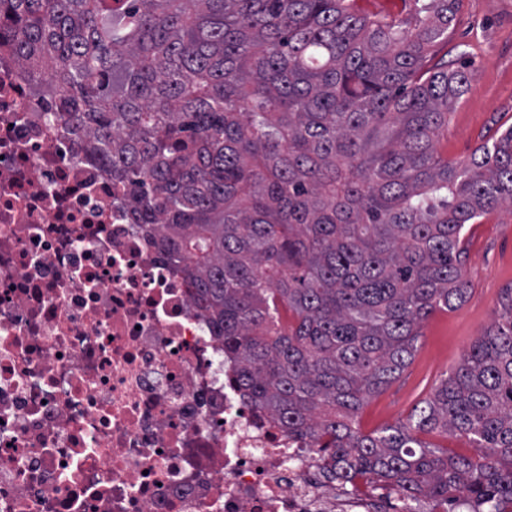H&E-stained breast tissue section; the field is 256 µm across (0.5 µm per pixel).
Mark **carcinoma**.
I'll return each mask as SVG.
<instances>
[{
  "instance_id": "cac0c4a2",
  "label": "carcinoma",
  "mask_w": 512,
  "mask_h": 512,
  "mask_svg": "<svg viewBox=\"0 0 512 512\" xmlns=\"http://www.w3.org/2000/svg\"><path fill=\"white\" fill-rule=\"evenodd\" d=\"M414 5L401 21L355 0H0V43L180 260L255 408L337 479L485 512L512 498V295L407 423L357 426L423 323L466 298V225L512 205V127L466 161L437 153L472 75L433 62L460 0ZM435 430L479 453L415 436ZM420 439L430 443L434 446L440 447L443 450H448V454L450 455H465V456H475L476 451L475 448H471L470 443L462 437L448 435L442 432H434L430 434H420Z\"/></svg>"
}]
</instances>
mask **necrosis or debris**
I'll return each instance as SVG.
<instances>
[{
    "instance_id": "obj_1",
    "label": "necrosis or debris",
    "mask_w": 512,
    "mask_h": 512,
    "mask_svg": "<svg viewBox=\"0 0 512 512\" xmlns=\"http://www.w3.org/2000/svg\"><path fill=\"white\" fill-rule=\"evenodd\" d=\"M42 88L0 48V512H409L246 401Z\"/></svg>"
}]
</instances>
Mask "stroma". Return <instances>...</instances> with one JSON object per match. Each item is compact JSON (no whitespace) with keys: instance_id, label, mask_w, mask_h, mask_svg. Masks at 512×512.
<instances>
[{"instance_id":"stroma-1","label":"stroma","mask_w":512,"mask_h":512,"mask_svg":"<svg viewBox=\"0 0 512 512\" xmlns=\"http://www.w3.org/2000/svg\"><path fill=\"white\" fill-rule=\"evenodd\" d=\"M438 53L472 75L470 91L449 114L448 130L437 144L443 158L458 162L512 125V0H462ZM465 232L471 287L464 302L424 323L410 364L361 410L362 432L406 422L501 314L512 288V209L500 208Z\"/></svg>"}]
</instances>
